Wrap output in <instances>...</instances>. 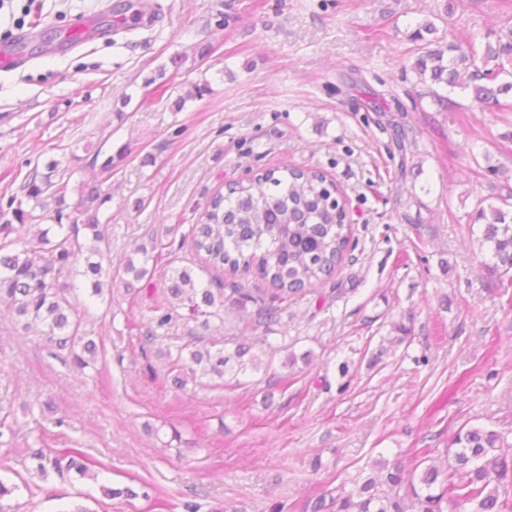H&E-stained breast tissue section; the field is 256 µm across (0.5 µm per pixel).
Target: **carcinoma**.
Returning a JSON list of instances; mask_svg holds the SVG:
<instances>
[{
	"mask_svg": "<svg viewBox=\"0 0 512 512\" xmlns=\"http://www.w3.org/2000/svg\"><path fill=\"white\" fill-rule=\"evenodd\" d=\"M436 26L419 24L414 36L424 42L413 69L430 95L442 104L447 89L468 91L479 105L501 103L512 95V26L498 33L471 39L467 45L442 39L425 40ZM59 162L52 160L45 171H33L23 186L24 197L33 202L10 199L0 206V308L10 311L29 330L39 329L47 342L69 350L79 368L97 353L94 340L81 333V321L73 317L68 279L76 273L89 284L91 295L104 297L103 257L105 237L100 230L99 208L86 202L104 204L111 196L101 195L93 186L73 207L65 206L68 184L57 179ZM330 185L318 168L301 169L287 165L265 170L246 181L231 183L227 194L213 196L201 223L191 225L188 237L195 253L206 266L233 274L241 271L270 287L273 300L282 303L298 294L297 286H314L326 280L332 266L344 261L352 242L347 205L330 202ZM54 198L56 208L48 211L43 196ZM28 224L35 231L27 237H11L12 221ZM51 225L41 228L43 222ZM474 223L482 225L478 250L488 256L483 269L505 287L512 274V202L479 200ZM159 244L147 250L140 247L143 263L128 260L124 273L136 281L153 278L163 267L166 286L153 309L154 317L139 336L150 344L157 331L173 327L183 319L221 317L224 289L214 290L188 266L176 267L166 261ZM394 335L386 338L369 361L374 366L389 351L410 339V328L399 320L392 324ZM263 360L252 353V346L236 344L227 353L224 347L203 342L198 337L177 350L172 370L188 368L192 374L224 379L257 371ZM35 471L45 476L52 469L62 475L74 472L91 476L83 453L71 449L59 457L42 448L28 449ZM376 476H368L348 493L332 499L336 512H512V446L503 433L482 427L459 430L448 446V466L423 468L406 475L398 461L385 458L372 464Z\"/></svg>",
	"mask_w": 512,
	"mask_h": 512,
	"instance_id": "cac0c4a2",
	"label": "carcinoma"
}]
</instances>
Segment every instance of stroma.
Returning <instances> with one entry per match:
<instances>
[{
  "label": "stroma",
  "instance_id": "35a3bbf8",
  "mask_svg": "<svg viewBox=\"0 0 512 512\" xmlns=\"http://www.w3.org/2000/svg\"><path fill=\"white\" fill-rule=\"evenodd\" d=\"M30 1L0 8V35L35 32L31 64L0 70V205L49 161L74 166L67 203L84 185L112 194L99 211L104 275L121 279L159 240L176 265L262 300L257 279L203 270L181 238L229 183L288 164L336 183L356 247L277 322L252 323L251 303L207 330L180 321L147 347L129 325L148 323L161 275L109 299L75 278L81 330L98 347L82 370L0 316V410L16 432L0 445V480L17 487L0 512H183L186 500L199 512H315L375 459L412 467L424 448L445 466L465 426L512 439V288L488 278L468 233L478 199L512 193V107L460 90L438 105L413 70L419 22L463 43L512 23V0H149L152 26L72 51L63 25L112 19L121 0H34V12ZM396 125L409 133L401 147ZM400 319L410 342L370 366ZM199 336L228 351L251 343L264 365L175 386L168 353ZM290 351L311 363L284 367ZM39 447L80 449L91 477L39 476L27 454ZM104 484L135 495L107 498Z\"/></svg>",
  "mask_w": 512,
  "mask_h": 512
}]
</instances>
